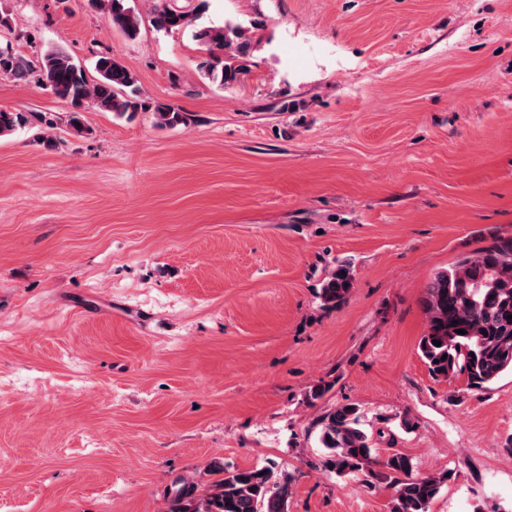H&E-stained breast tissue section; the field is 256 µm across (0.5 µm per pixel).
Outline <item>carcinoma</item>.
Instances as JSON below:
<instances>
[{
	"label": "carcinoma",
	"instance_id": "1",
	"mask_svg": "<svg viewBox=\"0 0 512 512\" xmlns=\"http://www.w3.org/2000/svg\"><path fill=\"white\" fill-rule=\"evenodd\" d=\"M106 21L134 39L141 17L129 0H94ZM152 26L165 33L191 25L184 12L161 6L154 10ZM194 37L207 56L199 69L219 87L237 84L247 72L245 60L252 47L248 30L239 23L208 26ZM98 79L90 81L85 68L63 51H47L34 59L7 45H0V74L17 82H36L68 102L65 117L54 112H19L0 108V135L28 127L54 129L65 122L74 132L84 131L82 110L90 105L119 118L144 112L134 74L114 56L102 53L95 61ZM160 128L185 125L189 117L168 104L153 108ZM353 287L347 264H339L323 282L318 298L332 309L342 304ZM427 331L418 350L430 374L449 380L466 375L467 386L481 390L503 373L512 372V238H496L479 251L458 259L430 280L422 299ZM464 333L459 334L457 330ZM441 342L436 346L433 341ZM362 411L356 403H343L327 410L318 420L319 444L330 456L329 464L339 476H353L371 485L385 479L394 488L389 512H429L430 503L448 481L446 474H414L412 459L398 450L381 459L372 437L363 429ZM291 477L273 466L224 469V477L201 488L193 481H180L167 512H288Z\"/></svg>",
	"mask_w": 512,
	"mask_h": 512
}]
</instances>
